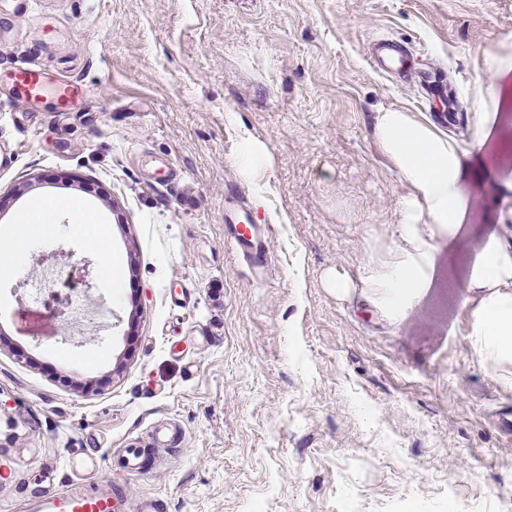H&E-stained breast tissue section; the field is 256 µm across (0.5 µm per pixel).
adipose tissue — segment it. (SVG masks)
I'll list each match as a JSON object with an SVG mask.
<instances>
[{
    "instance_id": "1",
    "label": "adipose tissue",
    "mask_w": 512,
    "mask_h": 512,
    "mask_svg": "<svg viewBox=\"0 0 512 512\" xmlns=\"http://www.w3.org/2000/svg\"><path fill=\"white\" fill-rule=\"evenodd\" d=\"M374 136L408 193L400 222L390 227L396 247L370 262L364 295L379 312L397 318L427 288L437 243L456 237L466 222L458 191L464 153L434 124L401 110L378 113ZM468 286L477 301L470 330L474 353L512 386V238L490 234Z\"/></svg>"
}]
</instances>
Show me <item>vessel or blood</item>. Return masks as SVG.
<instances>
[{
  "label": "vessel or blood",
  "instance_id": "vessel-or-blood-1",
  "mask_svg": "<svg viewBox=\"0 0 512 512\" xmlns=\"http://www.w3.org/2000/svg\"><path fill=\"white\" fill-rule=\"evenodd\" d=\"M372 57L375 65L386 72L402 69L407 60L404 48L388 40L375 43ZM9 77L26 99L37 101L45 94H53L61 112L68 111L78 92L75 82L51 81L37 67L15 68ZM224 220L232 225L233 240L243 257L266 259V243L258 225L242 221L232 212L225 214ZM27 512H126V501L119 492L102 489L95 481L79 478L61 490L35 496L28 502Z\"/></svg>",
  "mask_w": 512,
  "mask_h": 512
}]
</instances>
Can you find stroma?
<instances>
[{
  "mask_svg": "<svg viewBox=\"0 0 512 512\" xmlns=\"http://www.w3.org/2000/svg\"><path fill=\"white\" fill-rule=\"evenodd\" d=\"M377 37L408 50L402 75L375 70ZM18 64L79 84L76 108L16 94ZM450 97L468 223L389 320L363 278L406 188L376 116L433 123ZM253 142L270 160L244 176ZM35 201L53 235L0 273V512L83 475L128 512H512V387L473 352L467 287L512 235V0H0V245ZM73 202L107 226L119 287ZM236 207L269 226L268 275L229 242ZM50 251L64 275L91 264L79 314L20 288ZM131 446L148 469H109Z\"/></svg>",
  "mask_w": 512,
  "mask_h": 512,
  "instance_id": "stroma-1",
  "label": "stroma"
}]
</instances>
